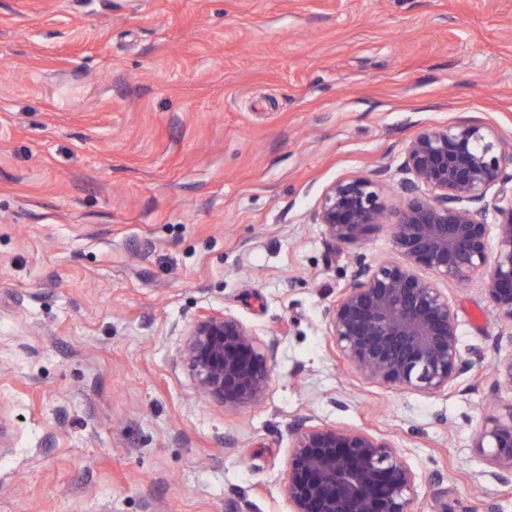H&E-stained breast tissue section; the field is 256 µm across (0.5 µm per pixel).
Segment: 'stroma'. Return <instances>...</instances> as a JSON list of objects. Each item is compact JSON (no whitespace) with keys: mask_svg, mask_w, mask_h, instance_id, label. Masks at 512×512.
<instances>
[{"mask_svg":"<svg viewBox=\"0 0 512 512\" xmlns=\"http://www.w3.org/2000/svg\"><path fill=\"white\" fill-rule=\"evenodd\" d=\"M474 119L512 145V0H0V512H290L305 420L391 440L412 512H512L483 425L512 340L448 284L471 371L362 380L326 314L325 188ZM225 311L273 351L258 407L195 392L182 332Z\"/></svg>","mask_w":512,"mask_h":512,"instance_id":"1","label":"stroma"}]
</instances>
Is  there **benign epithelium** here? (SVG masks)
<instances>
[{"label":"benign epithelium","mask_w":512,"mask_h":512,"mask_svg":"<svg viewBox=\"0 0 512 512\" xmlns=\"http://www.w3.org/2000/svg\"><path fill=\"white\" fill-rule=\"evenodd\" d=\"M512 151L480 122L430 127L407 145L387 209L378 179L350 176L323 192L312 219L329 251L364 245L390 224L402 261L355 258L349 285L329 311V336L367 381L394 391L445 394L467 370L458 348L457 314L442 285L479 277L494 317L512 325ZM431 272L426 277L419 269ZM180 358L197 395L224 409L261 404L272 383L255 334L226 312H204L183 333ZM492 475L512 474V411L484 426ZM416 476L394 444L332 425L295 428L282 492L291 512H411Z\"/></svg>","instance_id":"obj_1"}]
</instances>
